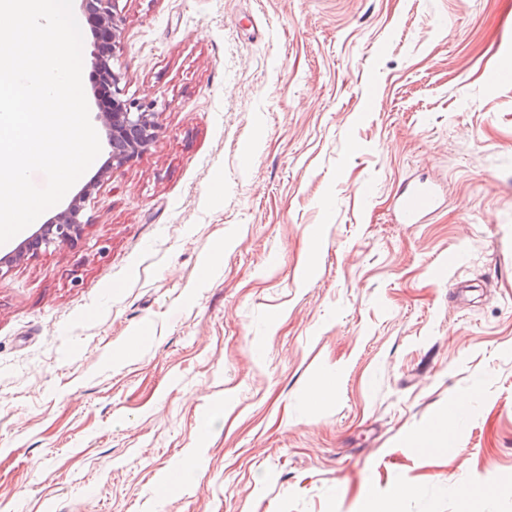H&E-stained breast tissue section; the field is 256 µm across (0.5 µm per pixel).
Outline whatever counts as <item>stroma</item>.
Returning <instances> with one entry per match:
<instances>
[{"instance_id": "stroma-1", "label": "stroma", "mask_w": 512, "mask_h": 512, "mask_svg": "<svg viewBox=\"0 0 512 512\" xmlns=\"http://www.w3.org/2000/svg\"><path fill=\"white\" fill-rule=\"evenodd\" d=\"M119 9L161 132L0 274V512H512V0ZM435 203V192L430 185L419 184L412 187L401 200V222L403 224H418Z\"/></svg>"}]
</instances>
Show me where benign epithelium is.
<instances>
[{"mask_svg": "<svg viewBox=\"0 0 512 512\" xmlns=\"http://www.w3.org/2000/svg\"><path fill=\"white\" fill-rule=\"evenodd\" d=\"M119 0H81L83 15L93 34L91 71L100 96L96 99V119L112 146L104 176L147 150L159 136L160 128L153 108L127 97L122 74L112 62L122 48ZM99 178L90 180L54 216L48 218L19 246L14 255L0 260V272L13 263L57 244L75 241L83 232L84 207L96 189Z\"/></svg>", "mask_w": 512, "mask_h": 512, "instance_id": "7a95c632", "label": "benign epithelium"}]
</instances>
